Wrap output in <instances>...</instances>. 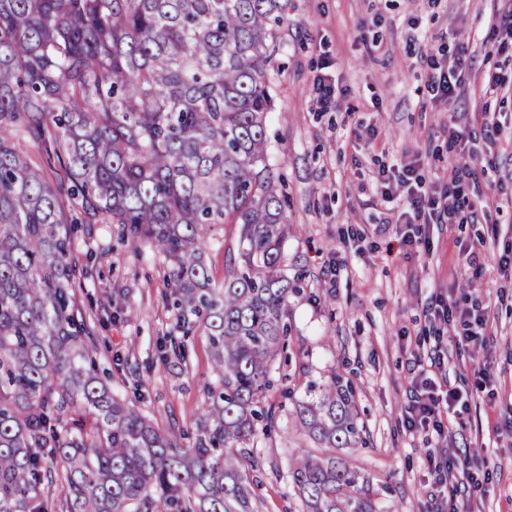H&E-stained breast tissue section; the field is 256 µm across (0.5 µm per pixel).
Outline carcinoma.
<instances>
[{
  "label": "carcinoma",
  "mask_w": 512,
  "mask_h": 512,
  "mask_svg": "<svg viewBox=\"0 0 512 512\" xmlns=\"http://www.w3.org/2000/svg\"><path fill=\"white\" fill-rule=\"evenodd\" d=\"M288 0H0V512H253L257 425L283 352L290 224L268 155ZM113 224L163 258L215 384L195 433L112 395L76 302L67 224ZM238 225L216 285L205 248ZM300 512H377L336 457L367 443L353 384L295 399Z\"/></svg>",
  "instance_id": "obj_1"
}]
</instances>
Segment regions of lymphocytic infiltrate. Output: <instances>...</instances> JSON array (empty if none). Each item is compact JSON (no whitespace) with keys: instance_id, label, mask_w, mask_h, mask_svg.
Returning a JSON list of instances; mask_svg holds the SVG:
<instances>
[{"instance_id":"f902f5d3","label":"lymphocytic infiltrate","mask_w":512,"mask_h":512,"mask_svg":"<svg viewBox=\"0 0 512 512\" xmlns=\"http://www.w3.org/2000/svg\"><path fill=\"white\" fill-rule=\"evenodd\" d=\"M424 63L430 70L427 90L437 97L454 98L462 84L463 69L470 67L469 58L459 56L452 62L440 63L436 56L424 55ZM473 133L461 126L456 116L448 118V177L445 181L427 179L421 160L414 159L393 166H381L374 186L384 200L401 196L402 210L397 223L403 224V247L416 249L427 245L429 227L433 224L456 223L464 209H476L481 202L480 171L474 162L468 161V144ZM430 316L436 324L435 336H442L444 326L451 322L465 327L463 343H472L481 335L487 324L485 314L462 298L450 295L432 296ZM428 361L421 368V377L414 382V397L408 410L407 423L410 431H432L444 435V417L453 410L459 393L448 383V369L441 347H433L427 354Z\"/></svg>"}]
</instances>
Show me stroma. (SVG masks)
Returning <instances> with one entry per match:
<instances>
[{
  "mask_svg": "<svg viewBox=\"0 0 512 512\" xmlns=\"http://www.w3.org/2000/svg\"><path fill=\"white\" fill-rule=\"evenodd\" d=\"M503 0H288L283 49L274 73L277 107L266 123L270 163L283 176L289 273L302 290L288 300V360H275L268 402L276 412L269 433L257 434L254 457L262 484L256 512H297L288 459L300 439L288 415L285 389L303 395L308 381L334 374L356 391L368 445L345 448L378 491L380 512H444L445 489L426 460L434 434L411 432L405 421L417 360L428 348L429 297L465 291L490 322L477 345L457 346L464 329L444 330L448 379L462 399L448 424L450 453L490 457L495 467L484 491L472 493V512H512V277L497 256L512 237V145L487 148L479 116L512 117V55L483 42L486 21ZM473 59L453 101L431 98L423 54ZM330 66L346 90L340 109L323 110L311 92L314 74ZM503 90L486 94L489 80ZM476 133L474 158L486 167L481 185L500 208L464 214L458 224L430 227L429 250L401 248L389 219L400 201L385 202L369 182L379 164L421 158L428 178L448 172V116ZM371 129V145L356 138ZM364 234L361 251L344 248L351 230ZM482 242L480 269L469 268L458 244ZM73 251L88 257L89 273L76 284L98 345L100 369L112 391L137 404L161 429L195 426L207 409L205 385L214 383L203 330L183 335L158 256L133 248L109 224L80 225ZM182 340L177 357L171 339Z\"/></svg>",
  "mask_w": 512,
  "mask_h": 512,
  "instance_id": "1",
  "label": "stroma"
}]
</instances>
